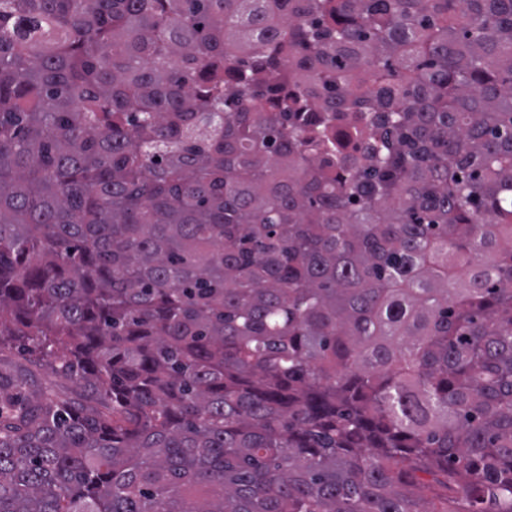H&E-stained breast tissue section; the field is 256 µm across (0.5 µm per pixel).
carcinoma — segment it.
I'll use <instances>...</instances> for the list:
<instances>
[{
	"mask_svg": "<svg viewBox=\"0 0 512 512\" xmlns=\"http://www.w3.org/2000/svg\"><path fill=\"white\" fill-rule=\"evenodd\" d=\"M13 348L0 512H512V0H0ZM50 359L34 360L17 349L0 351L1 377H18L22 382L21 395L29 396L44 388H50L58 396L74 401L88 400L73 381L55 373Z\"/></svg>",
	"mask_w": 512,
	"mask_h": 512,
	"instance_id": "carcinoma-1",
	"label": "carcinoma"
}]
</instances>
